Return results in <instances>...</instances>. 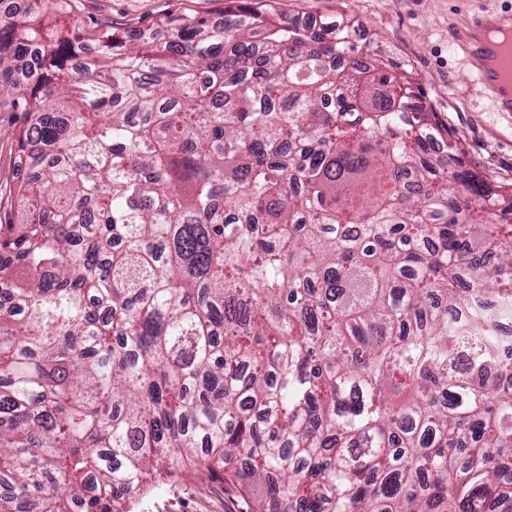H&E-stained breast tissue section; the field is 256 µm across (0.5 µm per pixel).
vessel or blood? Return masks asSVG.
I'll return each instance as SVG.
<instances>
[{
	"instance_id": "b4317fda",
	"label": "vessel or blood",
	"mask_w": 512,
	"mask_h": 512,
	"mask_svg": "<svg viewBox=\"0 0 512 512\" xmlns=\"http://www.w3.org/2000/svg\"><path fill=\"white\" fill-rule=\"evenodd\" d=\"M505 25L512 27V14L476 19L463 41L469 56L475 60L473 72L483 95L493 102L497 111L512 112V48L482 39L483 33Z\"/></svg>"
}]
</instances>
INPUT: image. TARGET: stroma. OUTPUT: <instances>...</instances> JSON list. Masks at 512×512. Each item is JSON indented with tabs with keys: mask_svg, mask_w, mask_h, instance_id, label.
<instances>
[{
	"mask_svg": "<svg viewBox=\"0 0 512 512\" xmlns=\"http://www.w3.org/2000/svg\"><path fill=\"white\" fill-rule=\"evenodd\" d=\"M271 11L305 25L350 22L365 57L399 59L423 88L426 102L455 133L466 165L503 187L512 186V112L495 111L477 91L462 45L475 16L512 11V0H269ZM227 0H69L64 11L44 17L57 35L74 23L91 26L109 19L134 33L182 14L224 19ZM22 113L0 107V212L16 213L17 137ZM253 502L223 484L179 479L140 495L134 512H251Z\"/></svg>",
	"mask_w": 512,
	"mask_h": 512,
	"instance_id": "35a3bbf8",
	"label": "stroma"
}]
</instances>
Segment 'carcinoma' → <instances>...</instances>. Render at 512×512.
Returning <instances> with one entry per match:
<instances>
[{
    "label": "carcinoma",
    "instance_id": "carcinoma-1",
    "mask_svg": "<svg viewBox=\"0 0 512 512\" xmlns=\"http://www.w3.org/2000/svg\"><path fill=\"white\" fill-rule=\"evenodd\" d=\"M64 6L0 18V512L184 476L251 512H512V194L420 85L244 0L55 42ZM22 112H14L10 106L0 107V212L17 216V187L22 173L18 167L17 137L23 127Z\"/></svg>",
    "mask_w": 512,
    "mask_h": 512
}]
</instances>
